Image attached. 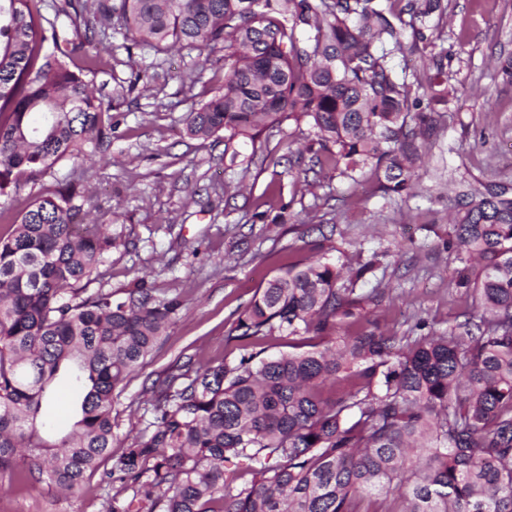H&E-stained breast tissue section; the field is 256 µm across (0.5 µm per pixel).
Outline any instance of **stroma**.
I'll return each instance as SVG.
<instances>
[{
    "label": "stroma",
    "instance_id": "1",
    "mask_svg": "<svg viewBox=\"0 0 512 512\" xmlns=\"http://www.w3.org/2000/svg\"><path fill=\"white\" fill-rule=\"evenodd\" d=\"M444 2L442 40L421 42L391 60L408 78L416 64L444 51L453 89L416 171L417 194L407 200L383 194L373 179L355 183L333 171L306 186L299 164L278 147L300 135L289 122L271 128L263 141L266 162L242 173L240 163L225 157L223 139L200 141L183 132L186 113L206 101L223 76L221 53L210 54L201 68L196 54L171 50L146 82L138 74L154 53L113 34L111 55L87 76L112 101V138L101 147L109 165L55 167L0 212V235L56 182L82 180L92 196V221L122 242L105 259L104 287L128 288L142 277L157 296L179 297L182 307L115 393L116 442L98 471L72 492L2 472L0 512H106L117 488L104 474L151 422L152 383L178 362L199 366L237 356L232 330L261 284L322 242H329V258L338 264L384 253L382 266L362 285L382 291L375 308L380 329L402 334L422 318L443 330L471 311L450 285L459 261L446 244L448 213L456 182L512 178V78L500 70L501 61L512 58V0ZM190 72L197 75L192 84L184 80ZM270 203L285 207L286 223L259 220Z\"/></svg>",
    "mask_w": 512,
    "mask_h": 512
}]
</instances>
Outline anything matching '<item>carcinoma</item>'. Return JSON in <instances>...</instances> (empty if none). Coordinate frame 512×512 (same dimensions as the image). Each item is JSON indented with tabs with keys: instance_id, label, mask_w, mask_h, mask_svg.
Masks as SVG:
<instances>
[{
	"instance_id": "cac0c4a2",
	"label": "carcinoma",
	"mask_w": 512,
	"mask_h": 512,
	"mask_svg": "<svg viewBox=\"0 0 512 512\" xmlns=\"http://www.w3.org/2000/svg\"><path fill=\"white\" fill-rule=\"evenodd\" d=\"M43 0H0V197L11 201L60 161L95 162L112 103L83 72L86 46L118 29L155 53L224 52L211 97L184 132L224 151L284 120L306 124L312 162L385 194L413 188L416 163L448 103L444 55L411 84L388 57L426 39L442 0H61L84 25L67 38ZM83 60L80 72L69 61ZM72 182L34 199L0 236V471L26 469L72 490L114 443L112 400L144 363L178 298L144 281L112 291L105 256L121 245L86 222ZM448 245L455 286L478 309L450 330L366 329L374 252L344 269L288 264L238 316L234 339L286 337L290 351H245L194 370L174 364L149 403L153 421L105 474L107 512H512V180L457 195ZM67 391L71 414L45 411Z\"/></svg>"
}]
</instances>
